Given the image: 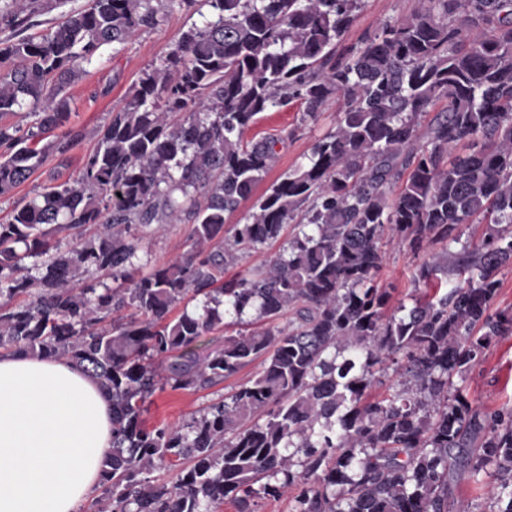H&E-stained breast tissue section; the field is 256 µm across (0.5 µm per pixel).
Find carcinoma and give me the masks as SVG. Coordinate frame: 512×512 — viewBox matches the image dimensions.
Returning <instances> with one entry per match:
<instances>
[{"mask_svg":"<svg viewBox=\"0 0 512 512\" xmlns=\"http://www.w3.org/2000/svg\"><path fill=\"white\" fill-rule=\"evenodd\" d=\"M168 2L202 24L133 83L73 182L0 222V349L67 357L112 398L86 512H260L281 498L288 512H472L455 494L464 478L491 480L489 512H512V406L486 410L462 387L512 335V307H495L512 269V0H428L343 49L363 0ZM62 4L0 0L16 34L0 42V198L81 139L64 94L80 64L162 11L87 0L17 37ZM332 99L335 127L254 197L294 131L247 133L292 101L314 123ZM25 105L23 129L7 117ZM291 222L274 259L224 279ZM172 224L192 225L190 249L140 273L146 233ZM470 224L481 237L463 238ZM388 239L442 245L413 280L444 292L390 307L377 281ZM187 298L194 310L171 316ZM256 361L224 399L147 425L156 392L207 389ZM86 1L87 0H67V3L63 7L38 17L37 20L39 21L40 25L25 32L24 35L31 33H41L45 31L47 28L57 25L59 22L62 21V15L65 12L71 9L83 7L86 4Z\"/></svg>","mask_w":512,"mask_h":512,"instance_id":"1","label":"carcinoma"}]
</instances>
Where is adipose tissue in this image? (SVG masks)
Here are the masks:
<instances>
[{"instance_id":"obj_1","label":"adipose tissue","mask_w":512,"mask_h":512,"mask_svg":"<svg viewBox=\"0 0 512 512\" xmlns=\"http://www.w3.org/2000/svg\"><path fill=\"white\" fill-rule=\"evenodd\" d=\"M112 447V401L65 357L0 352V512H80Z\"/></svg>"}]
</instances>
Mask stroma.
Segmentation results:
<instances>
[{"instance_id":"35a3bbf8","label":"stroma","mask_w":512,"mask_h":512,"mask_svg":"<svg viewBox=\"0 0 512 512\" xmlns=\"http://www.w3.org/2000/svg\"><path fill=\"white\" fill-rule=\"evenodd\" d=\"M424 0H364L346 35L347 43H357L373 35L387 21L410 15L421 9ZM197 16L183 8H168L155 29L139 32L125 45L103 48L89 63L83 64L78 79L66 90L70 103L69 125L83 133V139L69 153L66 166L48 162L24 185L8 197L0 198V222L7 220L10 212L25 204L49 185L74 180L80 171L84 156L97 143L100 130L106 125L113 110L121 106L131 85L143 71L158 66L162 57L173 47L187 26L196 22ZM337 103H329L314 123L301 124L298 105L265 113L257 125L258 130L273 131L297 128L298 133L280 151L279 157L268 174L269 181L301 163L316 138L331 128L336 120ZM192 227L174 224L161 235H150L144 241L139 263L143 270L170 261L186 252L191 244ZM421 257L415 256L406 246L389 243L386 259L380 273V283L393 291L394 300H407L414 290L413 276ZM255 373L246 367L234 377L198 391L168 389L155 393L146 415L148 424H175L190 418L213 399L247 382ZM469 397L476 404L496 408L512 405V336L501 338L486 352L482 362L468 378Z\"/></svg>"}]
</instances>
